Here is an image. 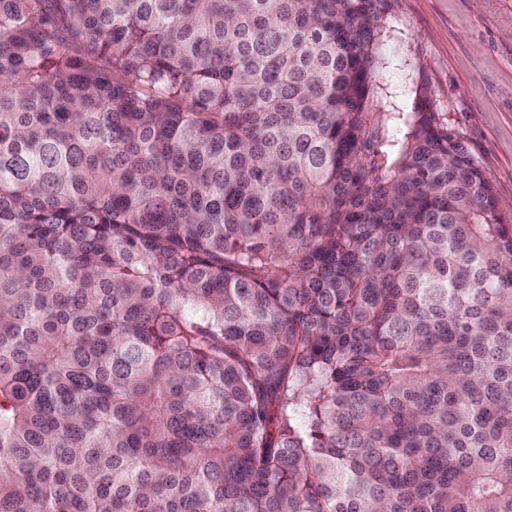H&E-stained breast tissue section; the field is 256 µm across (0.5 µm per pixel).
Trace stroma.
Masks as SVG:
<instances>
[{
    "instance_id": "35a3bbf8",
    "label": "stroma",
    "mask_w": 512,
    "mask_h": 512,
    "mask_svg": "<svg viewBox=\"0 0 512 512\" xmlns=\"http://www.w3.org/2000/svg\"><path fill=\"white\" fill-rule=\"evenodd\" d=\"M382 53L383 83L429 87L512 219V0H395Z\"/></svg>"
}]
</instances>
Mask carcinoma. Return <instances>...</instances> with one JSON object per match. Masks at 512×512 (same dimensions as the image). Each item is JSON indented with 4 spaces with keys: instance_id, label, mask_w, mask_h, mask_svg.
<instances>
[{
    "instance_id": "1",
    "label": "carcinoma",
    "mask_w": 512,
    "mask_h": 512,
    "mask_svg": "<svg viewBox=\"0 0 512 512\" xmlns=\"http://www.w3.org/2000/svg\"><path fill=\"white\" fill-rule=\"evenodd\" d=\"M394 0H0V512H512V224Z\"/></svg>"
}]
</instances>
